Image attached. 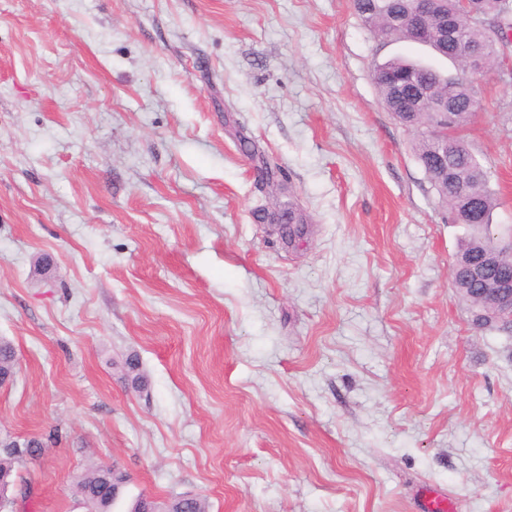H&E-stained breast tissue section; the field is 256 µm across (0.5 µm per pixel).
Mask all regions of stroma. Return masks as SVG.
I'll return each instance as SVG.
<instances>
[{"instance_id": "obj_1", "label": "stroma", "mask_w": 512, "mask_h": 512, "mask_svg": "<svg viewBox=\"0 0 512 512\" xmlns=\"http://www.w3.org/2000/svg\"><path fill=\"white\" fill-rule=\"evenodd\" d=\"M395 56L453 69L352 0H0V434L47 440L12 512H84L100 462L210 512H512V334L450 285L464 229L373 80ZM483 96L503 233L512 80ZM264 170L273 175V181L269 182L279 188L280 193L285 197L286 200L276 198L275 202L272 203V211L268 213L269 224H279L282 236L288 240V244L295 243L296 240L302 239L308 232V215L304 210L293 200L291 191L288 190V196L286 195V188L284 184L278 180H274L275 172L270 167L265 165ZM283 224H288L283 225Z\"/></svg>"}]
</instances>
